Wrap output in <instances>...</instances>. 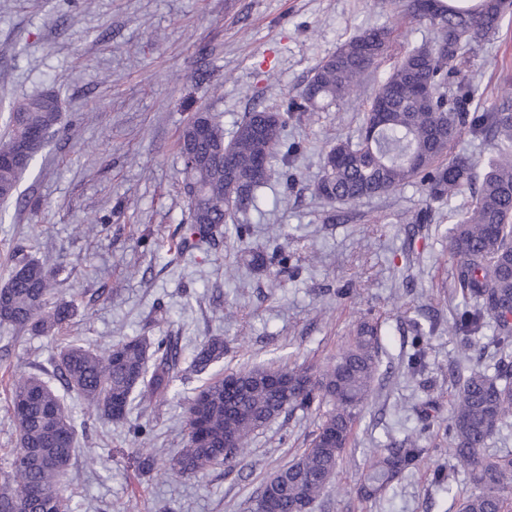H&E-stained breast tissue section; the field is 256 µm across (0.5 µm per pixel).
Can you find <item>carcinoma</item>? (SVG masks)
Returning <instances> with one entry per match:
<instances>
[{"label":"carcinoma","mask_w":512,"mask_h":512,"mask_svg":"<svg viewBox=\"0 0 512 512\" xmlns=\"http://www.w3.org/2000/svg\"><path fill=\"white\" fill-rule=\"evenodd\" d=\"M406 0L409 16L428 27L433 38L409 47L373 89L364 75L387 53L393 34L376 24L346 38L312 70L298 98L283 108L246 113L224 130L209 110L196 113L182 128L178 153L189 223L181 244L206 240L214 246L233 225L238 242L249 227L238 217L258 208L267 172L254 163H287L301 144L283 131L296 114L313 112L349 98L367 107L357 137L338 139L323 158L314 192L330 204L417 184L424 206L411 222L430 219L436 203L453 204L471 189L477 162L464 153L448 156L464 132L493 145L480 184L462 206L448 231V255L454 288L465 307L449 326L459 337L455 392L448 415L449 448L455 471L467 476L471 492L457 512H504L512 494V452L489 454V441L512 422V362L501 360L493 373L475 361L481 338L512 347V86L488 112L471 104L478 88L462 79V67L477 48L512 22V0ZM61 102L52 91L39 92L13 107L10 130L0 140V202L14 197L22 174L45 147L47 134L60 122ZM294 254L277 245L272 256L250 254V264L277 262L289 267ZM55 273L28 255H12L8 278L0 287V323L31 336H48L69 322L73 306L51 301ZM411 372L424 367L425 333L416 329ZM378 323L358 320L353 336L320 371L286 365L228 373L206 382L184 416L185 445L169 460V470L192 477L246 454L252 437L282 414L318 411L328 404L308 448L264 483L251 512H295L312 506L336 474L354 422L374 390L378 375ZM224 357V338L212 336L191 356L190 367L207 371ZM182 361L176 337L133 336L103 350L69 343L55 360V375L101 418L127 426L134 439L142 426L129 421L134 401L152 403L175 396ZM18 437L10 471L0 484V512H70L64 478L78 456L75 423L56 390L35 374L11 376L7 395ZM425 428L376 450L363 473L361 489L372 497L384 492L419 461Z\"/></svg>","instance_id":"obj_1"}]
</instances>
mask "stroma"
Returning a JSON list of instances; mask_svg holds the SVG:
<instances>
[{"label": "stroma", "mask_w": 512, "mask_h": 512, "mask_svg": "<svg viewBox=\"0 0 512 512\" xmlns=\"http://www.w3.org/2000/svg\"><path fill=\"white\" fill-rule=\"evenodd\" d=\"M383 22L394 29L390 57L431 38L387 0H0V138L12 103L49 88L62 100L57 131L14 198L0 202V284L22 248L55 270L56 299L76 308L49 336L0 326L11 371L50 382L69 342L104 348L164 332L187 357L223 337L224 357L208 376L281 364L316 369L368 312L380 322L379 381L311 512H457L468 481L457 476L448 492L434 476L454 463L445 425L457 339L448 325L463 300L445 239L452 214L438 206L432 223L411 224L423 200L415 185L346 205L313 191L323 149L356 137L361 100L289 121V140L303 146L288 164L295 185L283 188V165L274 163L263 204L244 218L251 247L269 251L275 235H287L296 254L289 271L249 269L233 242L221 250L173 245L189 221L177 140L194 113L215 111L230 127L246 112L280 105L343 40ZM469 79L489 108L512 79V24L481 48ZM432 315L426 367L409 374L411 326ZM205 378L181 371L176 400L134 405L130 420L147 431L140 442L61 392L78 446L91 453L78 458L68 486L73 512H250L264 482L307 448L319 416L281 415L244 457L199 476L166 473L184 445L185 407ZM428 401L436 412L421 439L423 459L381 496L365 497L372 452L418 430L415 410ZM142 446L156 457L148 475L138 468Z\"/></svg>", "instance_id": "35a3bbf8"}]
</instances>
